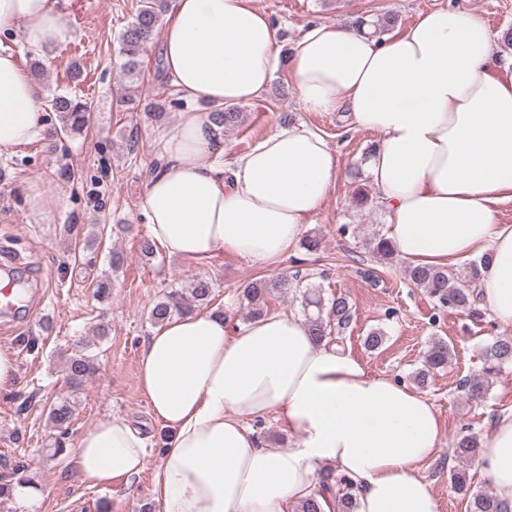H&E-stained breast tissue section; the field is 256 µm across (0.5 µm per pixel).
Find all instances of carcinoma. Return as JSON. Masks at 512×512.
Returning <instances> with one entry per match:
<instances>
[{
	"label": "carcinoma",
	"mask_w": 512,
	"mask_h": 512,
	"mask_svg": "<svg viewBox=\"0 0 512 512\" xmlns=\"http://www.w3.org/2000/svg\"><path fill=\"white\" fill-rule=\"evenodd\" d=\"M167 11V0H139V7L123 29L119 40V54L124 59V75L131 77L139 73L141 57L154 32L162 25ZM353 24L357 28L367 25L372 34L381 37L394 28L396 17L386 14L375 22L358 17ZM51 106L53 111L62 116V138H73L90 126L94 108L88 100L76 95L61 94L53 97ZM214 116L215 122L223 131L238 127L243 122V113L234 108L217 111ZM366 249L383 260L391 259L395 255L393 246L383 235L369 239ZM490 261V254L481 256L479 261L471 264L470 275L466 280L445 268L427 266H408L404 269V275L423 289L439 308L466 311L470 316L480 318L482 312L478 307L475 282L479 280L480 269L486 267ZM302 281L303 276L296 271L290 276L285 274L249 283L243 289V299L250 317L255 318L269 312L267 297L271 293L282 292L292 286L298 288ZM213 290L212 281L199 278L193 281L186 292L170 291L153 305L151 321L161 325L176 314L207 305L212 301ZM301 306L312 336L318 343L330 345L339 342L340 335L353 321L352 304L348 296L342 293L326 298L321 289L307 287L301 294ZM89 348L90 342L80 339L73 345L72 353L67 358L66 383L74 392L96 370L95 358L89 353ZM451 357L448 341L442 338L433 339L425 354L424 368L415 376L416 382L426 386L430 373L447 366ZM481 358L482 368L462 382L465 398L475 403L484 401L497 376L512 366V336L493 337L483 347ZM73 415L74 405L69 397L60 399L49 408L51 422L63 435L68 433ZM452 447L455 457L468 461L477 455L480 440L474 434H466L458 437ZM448 479L459 494L469 499L470 512H512V508L500 502L493 492L474 488L465 467L450 470ZM326 506L336 512H354L355 509L353 482L344 476L336 478L332 469L322 470L316 495L300 503L297 512H324Z\"/></svg>",
	"instance_id": "obj_1"
}]
</instances>
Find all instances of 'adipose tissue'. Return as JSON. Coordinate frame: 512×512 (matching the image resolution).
I'll use <instances>...</instances> for the list:
<instances>
[{"label":"adipose tissue","mask_w":512,"mask_h":512,"mask_svg":"<svg viewBox=\"0 0 512 512\" xmlns=\"http://www.w3.org/2000/svg\"><path fill=\"white\" fill-rule=\"evenodd\" d=\"M68 0H0V34L45 53L70 42ZM163 68L185 104L154 145L142 212L168 254L228 251L264 266L287 255L340 176L324 135L275 127L232 168L214 111L261 97L286 69L304 108L345 110L378 133L366 167L389 214L397 254L449 267L487 251L483 309L512 325V224L495 206L512 196V79L494 76L493 38L474 12L442 6L378 39L334 21L283 44L253 0H169L156 32ZM42 93L21 56L0 44V155L44 139ZM153 415L169 432L152 477L160 512H292L322 466L355 485V512H439L415 473L443 438L434 404L410 384L376 375L350 350L317 343L304 318L270 312L241 325L223 313L172 317L138 367ZM276 419L296 440L263 445L253 424ZM142 432L106 418L74 448L82 479L139 476ZM478 466L512 505V415H497Z\"/></svg>","instance_id":"adipose-tissue-1"}]
</instances>
